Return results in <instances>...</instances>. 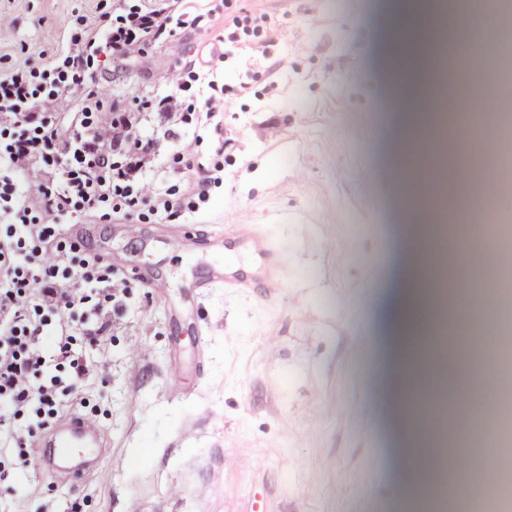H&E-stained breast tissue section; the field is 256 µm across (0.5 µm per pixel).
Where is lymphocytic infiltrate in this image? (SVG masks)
Instances as JSON below:
<instances>
[{
	"mask_svg": "<svg viewBox=\"0 0 512 512\" xmlns=\"http://www.w3.org/2000/svg\"><path fill=\"white\" fill-rule=\"evenodd\" d=\"M192 2L144 0L99 24L62 63L0 76V484L29 469L32 440L74 408L92 368L76 344L100 345L117 310L110 269L69 241L64 224L107 206L120 220L147 202L168 212V200L142 194L141 178L173 124L206 122L217 110L208 98L199 111H180L176 83L133 110L108 105L90 63L101 48L127 60L142 43L194 26ZM151 114L162 123L148 136Z\"/></svg>",
	"mask_w": 512,
	"mask_h": 512,
	"instance_id": "lymphocytic-infiltrate-1",
	"label": "lymphocytic infiltrate"
}]
</instances>
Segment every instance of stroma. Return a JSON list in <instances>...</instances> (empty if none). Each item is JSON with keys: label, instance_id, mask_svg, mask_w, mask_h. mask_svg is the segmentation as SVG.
<instances>
[{"label": "stroma", "instance_id": "stroma-1", "mask_svg": "<svg viewBox=\"0 0 512 512\" xmlns=\"http://www.w3.org/2000/svg\"><path fill=\"white\" fill-rule=\"evenodd\" d=\"M113 0H0V74L62 60ZM195 27L141 46L140 59L95 60L111 99L136 107L170 74L223 55L212 83L187 81L182 111L208 97L212 127H176L144 179L167 199L124 224L74 216L68 236L103 253L124 282L121 312L78 411L109 451L81 481L52 469L0 486V512H408L406 444L392 357V312L416 227L398 196L405 108L387 50L388 0H199ZM236 43H218L226 16ZM190 149L213 175L187 187ZM248 224L287 260L274 276L248 246L208 240ZM188 249L167 248L169 236ZM251 288L188 297L213 263ZM165 279V295L147 288ZM181 369L180 385L170 374Z\"/></svg>", "mask_w": 512, "mask_h": 512}]
</instances>
